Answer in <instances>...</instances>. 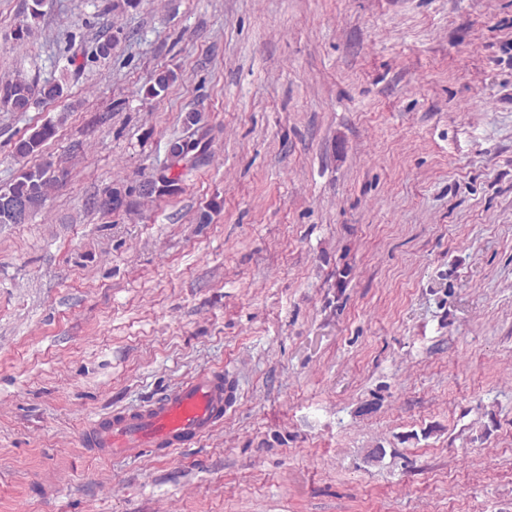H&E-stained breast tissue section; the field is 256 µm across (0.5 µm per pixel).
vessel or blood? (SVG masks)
<instances>
[{
  "label": "vessel or blood",
  "mask_w": 512,
  "mask_h": 512,
  "mask_svg": "<svg viewBox=\"0 0 512 512\" xmlns=\"http://www.w3.org/2000/svg\"><path fill=\"white\" fill-rule=\"evenodd\" d=\"M229 391L223 370L192 375L138 408L90 420L82 430L83 445L104 460L167 456L223 424Z\"/></svg>",
  "instance_id": "vessel-or-blood-1"
}]
</instances>
